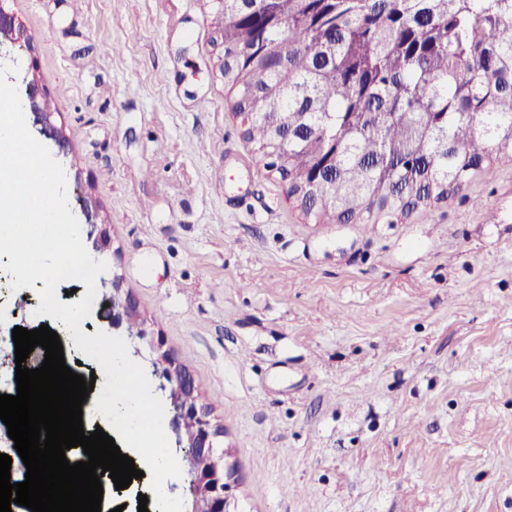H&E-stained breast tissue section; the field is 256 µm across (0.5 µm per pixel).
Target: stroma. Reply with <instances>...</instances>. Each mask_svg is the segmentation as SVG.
<instances>
[{
  "label": "stroma",
  "instance_id": "stroma-1",
  "mask_svg": "<svg viewBox=\"0 0 512 512\" xmlns=\"http://www.w3.org/2000/svg\"><path fill=\"white\" fill-rule=\"evenodd\" d=\"M85 2L0 0L31 40L0 62L112 242L83 327L120 286L190 372L231 512H512V159L429 215L316 223L244 135L209 0ZM43 286L0 290V337ZM44 93V89L41 85H39L35 75L33 74L32 80L26 83V97L21 98L23 110L29 108L32 113L35 114L37 122L41 124V132L53 139L60 147H65L66 141L62 135V132L59 131L50 121V117L53 114L52 112H40L37 106V98L42 96ZM43 97V96H42ZM41 97V98H42Z\"/></svg>",
  "mask_w": 512,
  "mask_h": 512
}]
</instances>
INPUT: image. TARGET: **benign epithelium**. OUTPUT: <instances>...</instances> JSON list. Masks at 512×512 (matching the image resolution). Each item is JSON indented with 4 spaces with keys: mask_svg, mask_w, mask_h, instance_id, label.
<instances>
[{
    "mask_svg": "<svg viewBox=\"0 0 512 512\" xmlns=\"http://www.w3.org/2000/svg\"><path fill=\"white\" fill-rule=\"evenodd\" d=\"M7 36L15 42L23 38L21 26L15 18L0 8V37ZM44 89L37 79L26 83V97L21 99L23 108L35 114L41 124V132L53 139L60 147L66 141L50 121L51 113L41 112L37 98ZM112 289V327H120L124 321L132 322L136 310L131 303L120 302ZM154 372L161 380V388L169 389V399L173 409L172 424L175 430H184L186 448L190 458V469L185 473L184 482L193 498V512H230L228 488L229 471L224 464V450L217 444L222 431L213 427L206 407L197 403L194 396L195 385L191 374L176 363L168 352H163L153 362Z\"/></svg>",
    "mask_w": 512,
    "mask_h": 512,
    "instance_id": "1",
    "label": "benign epithelium"
}]
</instances>
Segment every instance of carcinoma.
Returning a JSON list of instances; mask_svg holds the SVG:
<instances>
[{
  "instance_id": "obj_1",
  "label": "carcinoma",
  "mask_w": 512,
  "mask_h": 512,
  "mask_svg": "<svg viewBox=\"0 0 512 512\" xmlns=\"http://www.w3.org/2000/svg\"><path fill=\"white\" fill-rule=\"evenodd\" d=\"M215 20L246 138L321 224L428 214L512 156V0H224Z\"/></svg>"
}]
</instances>
